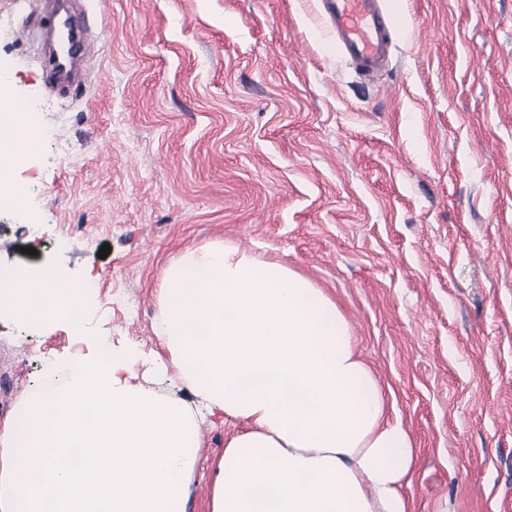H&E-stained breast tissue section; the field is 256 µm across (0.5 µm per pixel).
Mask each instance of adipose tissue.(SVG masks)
Returning a JSON list of instances; mask_svg holds the SVG:
<instances>
[{"mask_svg":"<svg viewBox=\"0 0 512 512\" xmlns=\"http://www.w3.org/2000/svg\"><path fill=\"white\" fill-rule=\"evenodd\" d=\"M38 139L36 113L0 108V163L28 160ZM163 282L164 354L91 337L0 431V512H184L199 425L181 397L140 382L142 365L248 425L225 444L208 512H411L412 436L330 297L215 243L172 260ZM87 298L51 264L0 270V321L78 325Z\"/></svg>","mask_w":512,"mask_h":512,"instance_id":"adipose-tissue-1","label":"adipose tissue"}]
</instances>
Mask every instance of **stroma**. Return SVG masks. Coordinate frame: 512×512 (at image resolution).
I'll return each instance as SVG.
<instances>
[{
  "label": "stroma",
  "instance_id": "1",
  "mask_svg": "<svg viewBox=\"0 0 512 512\" xmlns=\"http://www.w3.org/2000/svg\"><path fill=\"white\" fill-rule=\"evenodd\" d=\"M386 5L367 79L316 0H75L94 50L56 86L52 0H0L41 141L4 175L24 205L0 201V264L94 281L81 328L0 322V425L80 336L159 350L167 264L219 242L336 302L414 437L413 512H512V0ZM245 427L201 419L186 512Z\"/></svg>",
  "mask_w": 512,
  "mask_h": 512
}]
</instances>
